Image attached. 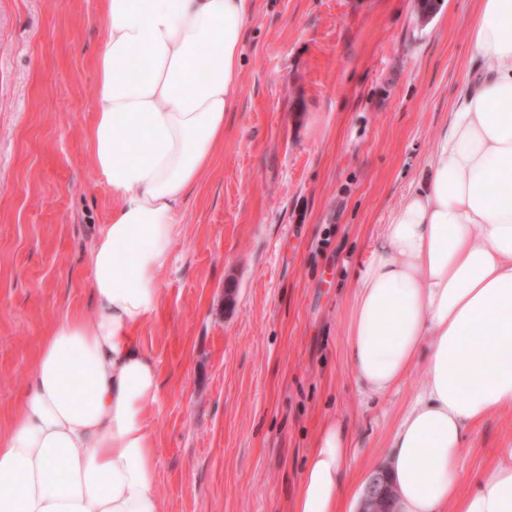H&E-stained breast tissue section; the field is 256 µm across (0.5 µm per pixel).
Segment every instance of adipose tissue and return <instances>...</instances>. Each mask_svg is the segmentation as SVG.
Here are the masks:
<instances>
[{"label":"adipose tissue","instance_id":"ef3b65f1","mask_svg":"<svg viewBox=\"0 0 512 512\" xmlns=\"http://www.w3.org/2000/svg\"><path fill=\"white\" fill-rule=\"evenodd\" d=\"M94 164L117 203L88 257L94 319L57 318L0 435V512H162L139 332L158 314L185 194L224 147L255 0H101ZM474 76L401 204L356 260L344 358L385 394L425 378L391 443L398 512H512V448L460 483L469 432L512 404V0H479ZM139 53L143 71L120 64ZM353 446L321 429L292 512H340Z\"/></svg>","mask_w":512,"mask_h":512}]
</instances>
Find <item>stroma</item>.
Here are the masks:
<instances>
[{
  "instance_id": "1",
  "label": "stroma",
  "mask_w": 512,
  "mask_h": 512,
  "mask_svg": "<svg viewBox=\"0 0 512 512\" xmlns=\"http://www.w3.org/2000/svg\"><path fill=\"white\" fill-rule=\"evenodd\" d=\"M257 0L224 150L178 215L163 306L141 332L166 512H290L321 427L345 421L357 512L421 387L366 394L344 361L354 258L427 165L472 78L477 0ZM100 0H0V432L52 322L92 319L87 257L112 211L88 143ZM512 448L476 425L465 486Z\"/></svg>"
}]
</instances>
